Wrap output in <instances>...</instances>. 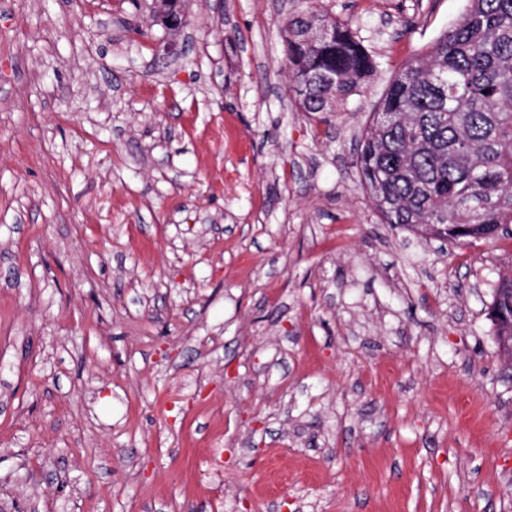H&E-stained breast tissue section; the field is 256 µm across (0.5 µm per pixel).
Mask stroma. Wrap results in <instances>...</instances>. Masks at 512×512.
<instances>
[{
  "mask_svg": "<svg viewBox=\"0 0 512 512\" xmlns=\"http://www.w3.org/2000/svg\"><path fill=\"white\" fill-rule=\"evenodd\" d=\"M465 0H0V512H512V237L383 223L355 168ZM378 75L305 112L287 17Z\"/></svg>",
  "mask_w": 512,
  "mask_h": 512,
  "instance_id": "obj_1",
  "label": "stroma"
}]
</instances>
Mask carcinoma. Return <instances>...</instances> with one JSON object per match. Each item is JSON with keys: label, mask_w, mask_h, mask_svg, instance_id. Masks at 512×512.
I'll list each match as a JSON object with an SVG mask.
<instances>
[{"label": "carcinoma", "mask_w": 512, "mask_h": 512, "mask_svg": "<svg viewBox=\"0 0 512 512\" xmlns=\"http://www.w3.org/2000/svg\"><path fill=\"white\" fill-rule=\"evenodd\" d=\"M306 112H332L376 71L351 31L322 12L285 23ZM328 27L330 37H320ZM355 167L384 223L466 244L512 231V0H467L375 106ZM512 336V294L495 302Z\"/></svg>", "instance_id": "obj_1"}]
</instances>
